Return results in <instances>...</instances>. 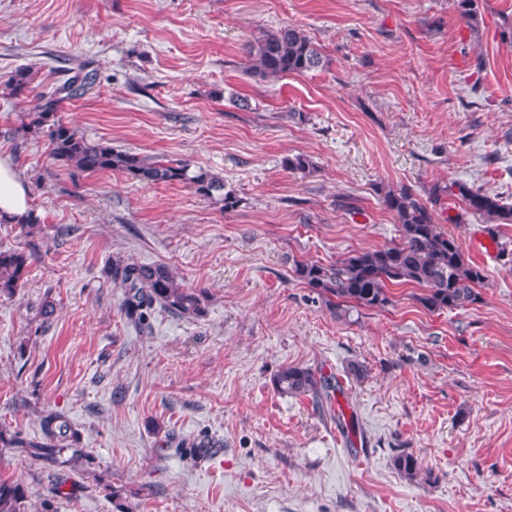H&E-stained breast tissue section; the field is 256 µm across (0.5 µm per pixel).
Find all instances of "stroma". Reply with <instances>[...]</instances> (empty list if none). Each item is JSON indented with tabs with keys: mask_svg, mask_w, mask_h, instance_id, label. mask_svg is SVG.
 <instances>
[{
	"mask_svg": "<svg viewBox=\"0 0 512 512\" xmlns=\"http://www.w3.org/2000/svg\"><path fill=\"white\" fill-rule=\"evenodd\" d=\"M288 24L326 65L247 74L245 45ZM81 65L96 80L65 123L218 173L237 207L55 161L22 115ZM0 158L39 219L0 224V250L32 254L0 296V428L37 440L57 411L82 433L56 464L0 447L27 512H512V224L491 254L483 218L437 204L486 274L462 310L428 312L407 284L340 317L293 272L398 241L389 188L464 181L512 203V0H480L473 24L454 0H0ZM116 260L167 265L202 316L127 318ZM289 365L337 378L336 404L278 393Z\"/></svg>",
	"mask_w": 512,
	"mask_h": 512,
	"instance_id": "stroma-1",
	"label": "stroma"
}]
</instances>
